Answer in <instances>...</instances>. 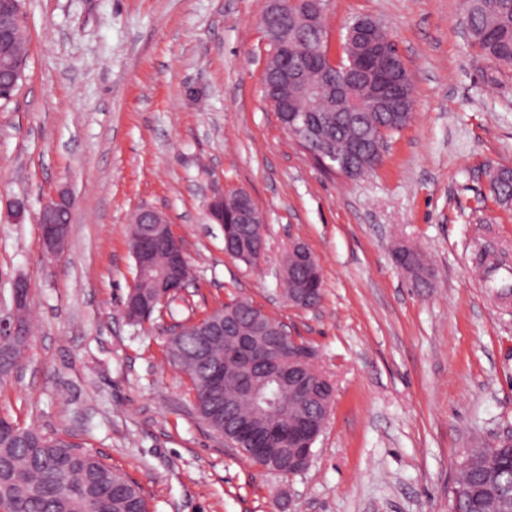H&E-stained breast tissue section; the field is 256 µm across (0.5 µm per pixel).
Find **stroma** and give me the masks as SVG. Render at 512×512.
Returning <instances> with one entry per match:
<instances>
[{
	"mask_svg": "<svg viewBox=\"0 0 512 512\" xmlns=\"http://www.w3.org/2000/svg\"><path fill=\"white\" fill-rule=\"evenodd\" d=\"M266 6L26 0L24 76L0 99V312L26 278L32 339L0 386V416L95 452L150 512H448L466 449L512 436V302L475 275L480 248L512 253V205L492 201L486 177L512 167V69L471 44L464 0H329L334 47L356 18L376 19L414 84L410 124L373 171L346 180L319 170L263 97ZM229 186L265 217L258 265L225 255L207 215ZM62 189L74 205L53 258L37 215ZM144 206L167 215L191 270L177 317L250 299L333 380L304 471L269 473L228 447L167 360L173 318L127 319L130 225ZM295 241L321 268L313 309L283 293ZM400 243L422 251L428 287L396 264Z\"/></svg>",
	"mask_w": 512,
	"mask_h": 512,
	"instance_id": "obj_1",
	"label": "stroma"
}]
</instances>
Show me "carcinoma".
<instances>
[{
  "label": "carcinoma",
  "instance_id": "cac0c4a2",
  "mask_svg": "<svg viewBox=\"0 0 512 512\" xmlns=\"http://www.w3.org/2000/svg\"><path fill=\"white\" fill-rule=\"evenodd\" d=\"M467 34L484 56L498 67L512 68V0H467ZM344 54L363 61L374 83L360 81L353 96L368 103L376 101L381 89L387 99L369 112H344L340 123L323 126L324 140L334 143L340 156L349 159L358 175L375 168L382 155L374 145H383L402 131L412 119L413 86L394 83L386 61L364 56L357 41L343 47ZM489 193L502 205L512 203V169L498 168L488 174ZM234 194L224 203V242L230 256L255 266L254 225L233 220ZM501 263L488 261L485 269L491 295L500 300L512 297V272L499 274ZM286 293L306 292L314 305L321 301L323 282L311 274L308 265L288 255L284 265ZM228 314L230 329L219 344H208L198 335L199 326L166 339L169 361L185 371L194 393L199 418L220 435L233 433L236 421H229L225 405L235 404V417L252 411L248 399L233 394L234 375L239 366L228 361L236 348L231 337L251 330L258 321L273 325L260 308L247 300L222 307ZM25 334L0 340V384L12 377L30 349L31 326L24 320ZM204 352L201 364L186 366L175 359L179 352L192 356ZM288 456V444L263 452H249L246 458L263 469L271 468L267 458ZM459 499L463 512H512V444L501 440L489 446L477 444L469 449L458 469L455 492L448 503ZM0 512H149L148 502L136 483L105 463L94 452L76 450V445L59 436L44 434L0 417Z\"/></svg>",
  "mask_w": 512,
  "mask_h": 512
}]
</instances>
